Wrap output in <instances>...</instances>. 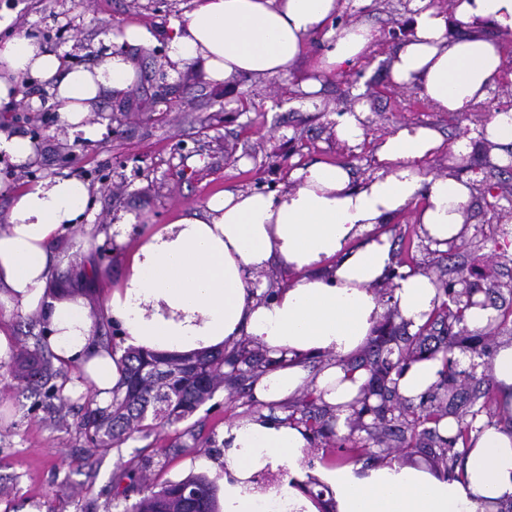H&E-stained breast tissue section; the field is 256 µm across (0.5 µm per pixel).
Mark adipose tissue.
<instances>
[{
  "label": "adipose tissue",
  "mask_w": 512,
  "mask_h": 512,
  "mask_svg": "<svg viewBox=\"0 0 512 512\" xmlns=\"http://www.w3.org/2000/svg\"><path fill=\"white\" fill-rule=\"evenodd\" d=\"M346 0H192L173 25L168 58L175 68L202 64L213 82L240 76L262 83L290 75L310 39L326 45L315 68L332 74L364 61L377 33L365 21L338 24ZM469 26L462 37L453 24ZM512 32V0H452L448 10L414 0L408 34L391 62L395 83L417 89L436 112L465 113L487 99L492 82L511 62L484 27ZM34 74L52 85V102L71 132L95 141L89 122L105 92L119 94L139 77L135 61L107 53L92 67L66 66L61 53L32 38L0 45V105L18 101L16 82ZM460 158L469 138L445 144L429 127L398 126L375 146L378 168L354 181L346 165L315 162L291 169L289 187L266 193L230 187L164 224H146L124 254V275L107 288L105 313L125 346L157 353L215 350L241 338L265 348L272 360L254 396L278 403L313 390L334 406L345 425L367 374L346 360L376 334L385 307L413 325L431 313L433 278L420 269L396 278L390 304L378 288L393 263V245L378 225L406 209L434 247L459 239L475 193L453 174L429 173L427 158L442 148ZM92 197L88 183L53 176L24 187L0 231V308L39 314L58 362L78 368L81 390L108 403L119 379L117 358L101 348L86 301L51 289L59 263L85 249L67 237L82 224ZM289 272L271 286L268 272ZM322 357L317 370L304 360ZM442 357L408 362L398 379L402 396L419 398L439 379ZM303 425L261 413L224 427V459L203 460L219 489L220 512H319L302 492L306 475ZM287 468L279 489L257 491L260 472ZM463 477L436 476L384 458L370 466H319L336 512H498L512 501V426H491L464 457Z\"/></svg>",
  "instance_id": "ef3b65f1"
}]
</instances>
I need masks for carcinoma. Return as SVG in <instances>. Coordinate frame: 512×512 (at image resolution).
Returning a JSON list of instances; mask_svg holds the SVG:
<instances>
[{"mask_svg": "<svg viewBox=\"0 0 512 512\" xmlns=\"http://www.w3.org/2000/svg\"><path fill=\"white\" fill-rule=\"evenodd\" d=\"M461 280L458 288L443 290L440 279L438 295L445 296L435 307L430 320L432 329L448 335V345L442 349L445 369L441 376L450 380L462 374L457 354L468 356L476 368L471 375V390L440 394L441 385L431 388L426 400L414 403L399 395L395 377L403 364L425 355L430 336H415L403 323L394 327L391 335L376 340L373 355L350 364L364 368L369 379L358 399L360 409H366L364 399L372 397L374 415L373 441L385 445L390 441L410 453L417 448L432 449L433 458L443 464L448 473L463 464L464 452L474 433L493 424L491 405L497 399V387L492 372L493 354L480 349L483 333L472 330L466 322V312L472 308L491 309L495 315L486 329L512 333V288L506 284L489 286L468 275L462 267L457 271ZM11 374L34 394L48 399L62 397V387L51 380L64 375L53 365L52 355L41 338L33 346H20L12 356ZM269 366L262 348L249 341H239L217 351H197L189 354L144 353L134 348L123 350L121 376L112 389V401L106 406L89 402L77 426L84 431L94 456L110 448H118L134 435L143 438L164 425L181 423L194 415L200 406L211 400L221 388L243 386L255 381ZM457 424L454 434L440 432L442 419ZM288 419L303 424L311 434L329 435L333 419L331 407L313 394H307L293 405ZM152 464V457L137 453L113 476L115 495L126 501L124 512H218L217 488L204 475H189L171 482L158 491H144L143 474ZM184 487L196 490L192 504L183 502ZM138 495L133 501L131 497Z\"/></svg>", "mask_w": 512, "mask_h": 512, "instance_id": "obj_1", "label": "carcinoma"}]
</instances>
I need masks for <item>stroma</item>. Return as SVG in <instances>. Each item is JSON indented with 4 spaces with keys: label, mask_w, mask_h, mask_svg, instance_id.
<instances>
[{
    "label": "stroma",
    "mask_w": 512,
    "mask_h": 512,
    "mask_svg": "<svg viewBox=\"0 0 512 512\" xmlns=\"http://www.w3.org/2000/svg\"><path fill=\"white\" fill-rule=\"evenodd\" d=\"M411 0H368L348 4L340 20L370 22L380 38L369 57L350 70L325 79L321 103L298 107V88L310 78L307 64L288 77L262 84L235 81L241 107L230 104L223 86L210 81L201 66L172 70L166 53L170 26L190 9L192 0H0V43L34 38L47 48L65 51L70 64L100 62L105 34L120 36L116 48L136 61V84L122 95L104 93L93 106L92 122L105 126L102 139L88 141L69 132L45 83L27 77L18 83L21 103L0 109V127L30 137L37 148L35 164L0 163V225L6 224L17 193L44 177L64 173L87 181L93 205L89 221L107 228L122 217L136 223L161 224L182 208L202 204L224 187L284 189L294 162H348L355 180L373 174L374 146L398 125H428L446 142L474 139L462 175L480 181L484 143L478 132L481 112L452 114L417 111L395 92L388 63L410 11ZM147 28L150 45L123 41L125 27ZM364 100L366 141L356 159L335 136L337 113ZM122 267L111 243L90 245L72 255L59 271L58 283L75 286L89 299L94 319H102L101 296L117 281ZM87 394L77 392L63 407L26 392L0 367V512H122L123 500L112 490V474L137 449L154 463L147 483L166 482L195 473L205 449H179L184 424L165 427L150 437H134L121 448L95 457L77 423ZM250 393L218 392L192 421L200 439L220 440L225 424L256 412Z\"/></svg>",
    "instance_id": "obj_1"
}]
</instances>
